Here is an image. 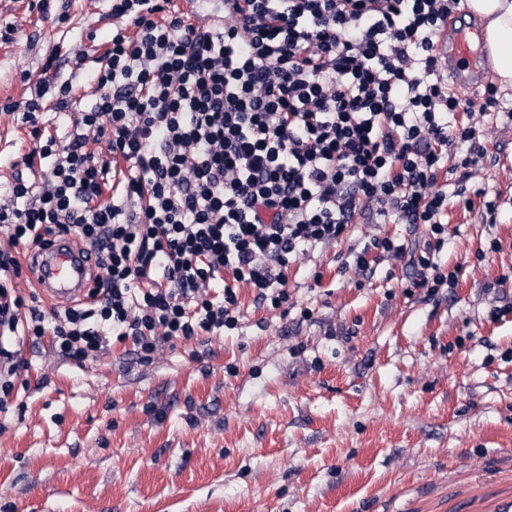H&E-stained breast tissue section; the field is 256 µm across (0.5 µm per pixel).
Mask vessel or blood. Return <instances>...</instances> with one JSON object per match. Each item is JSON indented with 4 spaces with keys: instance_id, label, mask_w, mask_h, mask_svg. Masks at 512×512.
<instances>
[{
    "instance_id": "b4317fda",
    "label": "vessel or blood",
    "mask_w": 512,
    "mask_h": 512,
    "mask_svg": "<svg viewBox=\"0 0 512 512\" xmlns=\"http://www.w3.org/2000/svg\"><path fill=\"white\" fill-rule=\"evenodd\" d=\"M477 25L448 23L434 45L442 71L463 89V101L473 102L485 86L488 69L482 62ZM33 264L37 286L51 302L70 303L85 298L91 289L88 267L72 239L53 241L36 253Z\"/></svg>"
}]
</instances>
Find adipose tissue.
<instances>
[{"instance_id":"adipose-tissue-1","label":"adipose tissue","mask_w":512,"mask_h":512,"mask_svg":"<svg viewBox=\"0 0 512 512\" xmlns=\"http://www.w3.org/2000/svg\"><path fill=\"white\" fill-rule=\"evenodd\" d=\"M485 21V43L502 87L512 88V0H468Z\"/></svg>"}]
</instances>
